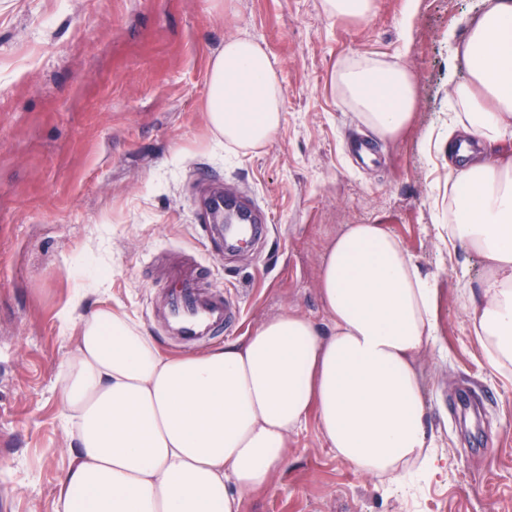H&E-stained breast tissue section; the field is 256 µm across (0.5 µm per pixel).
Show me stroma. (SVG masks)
<instances>
[{
	"label": "stroma",
	"instance_id": "1",
	"mask_svg": "<svg viewBox=\"0 0 512 512\" xmlns=\"http://www.w3.org/2000/svg\"><path fill=\"white\" fill-rule=\"evenodd\" d=\"M483 0H378L374 16H328L321 0H0V512H56L75 455L58 403L77 330L59 314L118 308L170 354L149 321L169 268L200 262L241 308L230 337L293 311L322 332V258L348 224H383L438 288L435 343L418 358L439 468L389 485L338 461L315 420L289 439L270 492L242 512H512V377L490 372L468 323L480 260L437 237L448 206L451 47ZM274 57L282 120L264 146L225 145L208 128L211 61L225 41ZM411 73L406 131L378 139L332 86L344 60ZM364 141L365 159L348 150ZM248 194L269 217L253 248L205 239L212 191ZM86 258L98 288L74 273Z\"/></svg>",
	"mask_w": 512,
	"mask_h": 512
}]
</instances>
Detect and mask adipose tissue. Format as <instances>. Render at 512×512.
Returning a JSON list of instances; mask_svg holds the SVG:
<instances>
[{"mask_svg":"<svg viewBox=\"0 0 512 512\" xmlns=\"http://www.w3.org/2000/svg\"><path fill=\"white\" fill-rule=\"evenodd\" d=\"M449 145L482 154L448 173L445 245L479 257L469 293L472 336L487 367L512 374V0H485L452 48ZM342 102L378 138L412 118L402 66L372 57L333 75ZM276 64L250 38L225 42L209 76L208 122L226 145L255 148L281 124ZM322 333L287 311L245 340L169 355L119 309L60 315L80 336L62 365L59 405L76 428V459L56 512H242L288 462L291 434L315 419L336 459L389 483L433 472L417 357L435 341L436 289L381 224H349L323 257Z\"/></svg>","mask_w":512,"mask_h":512,"instance_id":"obj_1","label":"adipose tissue"}]
</instances>
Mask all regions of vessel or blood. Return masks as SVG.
Wrapping results in <instances>:
<instances>
[{
  "label": "vessel or blood",
  "instance_id": "vessel-or-blood-1",
  "mask_svg": "<svg viewBox=\"0 0 512 512\" xmlns=\"http://www.w3.org/2000/svg\"><path fill=\"white\" fill-rule=\"evenodd\" d=\"M215 205V200H208L198 220L210 233L220 235L225 246H235L262 233V209L254 201L225 198L223 210L234 218L233 223L225 225L217 223ZM237 315L236 301L224 291L206 287L195 262L170 268L154 307L156 324L177 345L208 341L230 329Z\"/></svg>",
  "mask_w": 512,
  "mask_h": 512
}]
</instances>
